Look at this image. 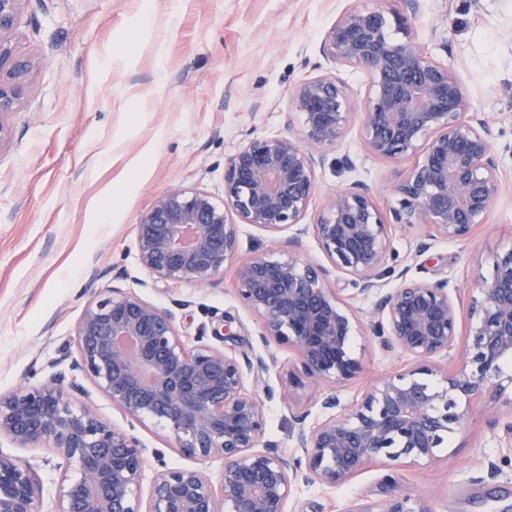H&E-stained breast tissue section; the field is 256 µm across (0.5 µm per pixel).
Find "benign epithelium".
Masks as SVG:
<instances>
[{
    "instance_id": "obj_1",
    "label": "benign epithelium",
    "mask_w": 512,
    "mask_h": 512,
    "mask_svg": "<svg viewBox=\"0 0 512 512\" xmlns=\"http://www.w3.org/2000/svg\"><path fill=\"white\" fill-rule=\"evenodd\" d=\"M23 2L0 0V135L33 66L14 58L8 41ZM321 51L336 66L366 72L364 145L403 167L392 187V221L369 186L353 182L329 196L315 223H303L317 167L351 119L344 82L325 73L293 90L301 137H253L228 157L223 200L199 188L159 195L137 224V261L156 283L208 286L235 256L239 225L258 226L274 239L293 228L288 249L241 259L235 271L236 298L260 318V341L296 355L298 371L288 373V382L318 388L354 378L360 365L351 341L364 327L411 364L379 380L346 412H334L338 398L324 394V419L308 427L306 415H293L289 453L266 438L264 401L246 386L247 374L259 382L268 371L262 356H237L202 341L189 348L172 310L128 288H108L84 308L79 358L48 382L0 397V440L19 448L46 442L63 457L56 512H288L300 478L334 488L378 463L391 483L399 467L439 461L448 433L464 426L471 402L483 397L490 423L512 451V419H501L496 406L512 390L504 371L512 361V250L497 256L490 277L466 294L446 278L413 276L407 266L396 287L380 282L394 233L423 224L433 240H466L488 223L504 188L489 116L477 111L454 64L433 59L386 0L344 11ZM309 232L332 269L294 252ZM333 270L349 276V294L331 279ZM362 297L373 298L364 312L354 305ZM438 374V385L422 379ZM79 375L125 417L164 431L170 448L200 461L224 458L220 491L197 467L164 466L143 504L146 448L74 403L71 393L84 392ZM40 496L32 465L0 451V512H37ZM347 512L429 510L421 494L392 490Z\"/></svg>"
}]
</instances>
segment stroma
I'll use <instances>...</instances> for the list:
<instances>
[{"label":"stroma","instance_id":"stroma-1","mask_svg":"<svg viewBox=\"0 0 512 512\" xmlns=\"http://www.w3.org/2000/svg\"><path fill=\"white\" fill-rule=\"evenodd\" d=\"M352 0H27L10 46L15 57L34 60L19 109L0 140V396L48 381L59 359L79 356L76 328L87 302L112 278L141 288L157 305L174 310L187 343L204 338L236 354L270 357L265 384L278 395L267 405L266 436L292 448V413L321 419L317 395L289 385L294 355L277 344L262 346L260 319L244 309L233 290L235 261L214 284H154L136 258L137 224L155 198L176 188H201L224 196V163L244 141L262 135H298L291 106L294 87L330 70L320 52L328 29ZM409 22L430 55L454 62L464 83L480 87L481 108L493 119L495 152L505 188L488 224L464 241L417 244L419 225L393 235L391 246L412 275L449 278L469 287L489 275L496 256L512 249V0H420ZM149 15L150 33L138 25ZM348 89L351 120L317 170L318 188L306 223L327 196L360 180L382 211L395 199V164L370 154L360 113L368 81L359 68L340 71ZM158 147L147 176L131 190L112 191L126 161L149 141ZM353 168H346L344 158ZM118 213L107 224L91 222V203ZM229 324L231 334L215 335ZM361 369L338 387L342 405L359 402L381 378L405 368L406 359L384 351L368 332L355 337ZM76 404L109 423L132 428L162 459L145 463L140 494L149 497L160 465L185 467L192 458L169 447L153 425H130L91 380H83ZM482 402L471 404L467 423L451 435L453 463L409 465L397 473L401 488L420 492L429 512H507L512 507V465L482 480L485 463L504 454L500 430L488 423ZM0 452L15 454L36 471L43 486L38 512H56L62 472L58 450L45 444ZM384 468L372 465L346 484L327 489L298 482L288 512H345L359 499L386 493Z\"/></svg>","mask_w":512,"mask_h":512}]
</instances>
